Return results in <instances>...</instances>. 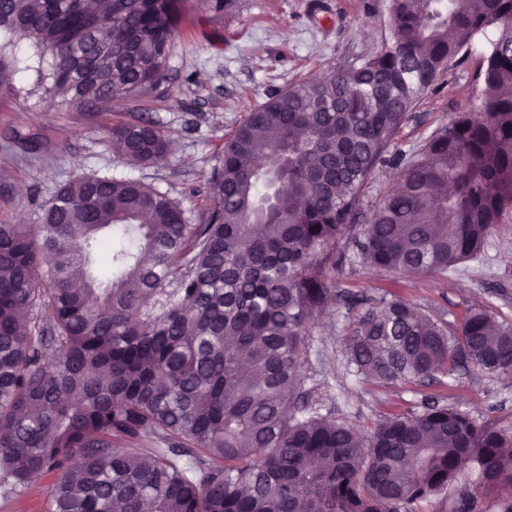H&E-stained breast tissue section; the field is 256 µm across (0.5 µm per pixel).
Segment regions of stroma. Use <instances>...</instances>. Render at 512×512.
<instances>
[{"label":"stroma","mask_w":512,"mask_h":512,"mask_svg":"<svg viewBox=\"0 0 512 512\" xmlns=\"http://www.w3.org/2000/svg\"><path fill=\"white\" fill-rule=\"evenodd\" d=\"M389 36V0H234L219 12L211 0H187L165 81L113 107L79 108L39 91L25 93L29 77L19 68L0 79V223H34L40 206L82 173L167 190L200 223L211 206L205 180L225 133L274 92L376 52ZM488 41L477 38L467 59L409 112L393 151L411 154L455 112L479 110L477 73ZM136 119L163 129L171 142L168 159L145 167L118 161L103 132L113 122ZM334 279L339 298L308 337L302 389L309 403L363 432L433 401L512 428V374L459 367L430 382L383 385L349 372L344 349L352 313L341 301L349 292L371 301L400 297L451 328L473 308L512 322V211L480 254L448 275L398 276L348 261ZM53 481L42 476L20 493L0 486V512H49Z\"/></svg>","instance_id":"1"}]
</instances>
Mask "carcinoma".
I'll use <instances>...</instances> for the list:
<instances>
[{
    "label": "carcinoma",
    "mask_w": 512,
    "mask_h": 512,
    "mask_svg": "<svg viewBox=\"0 0 512 512\" xmlns=\"http://www.w3.org/2000/svg\"><path fill=\"white\" fill-rule=\"evenodd\" d=\"M184 0H0L33 89L107 108L165 79ZM390 39L300 80L224 139L199 224L169 192L81 174L35 224H0V480L54 472L50 512H413L512 483V429L436 404L361 436L301 401L309 327L336 294L365 187L405 164L355 239L362 263L444 275L512 209V0H390ZM493 32L484 112L459 111L410 160L390 151L425 92ZM118 161L169 149L149 121L105 128ZM264 161L260 168L258 161ZM357 309L350 371L383 384L460 364L512 370V323L448 326L402 298ZM146 437L153 448L139 451ZM455 498L452 491H448V493L420 500L413 505V512H457Z\"/></svg>",
    "instance_id": "obj_1"
}]
</instances>
